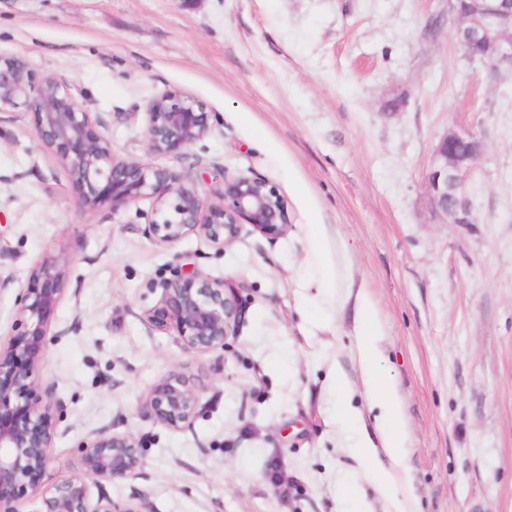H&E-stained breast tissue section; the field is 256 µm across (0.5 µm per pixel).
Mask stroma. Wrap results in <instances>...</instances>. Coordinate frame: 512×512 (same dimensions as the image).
I'll return each instance as SVG.
<instances>
[{
	"label": "stroma",
	"mask_w": 512,
	"mask_h": 512,
	"mask_svg": "<svg viewBox=\"0 0 512 512\" xmlns=\"http://www.w3.org/2000/svg\"><path fill=\"white\" fill-rule=\"evenodd\" d=\"M453 30L448 0H0V54L65 80L118 158L264 178L290 219L273 242H157L152 200L81 208L33 114L0 112V342L35 262H65L38 340L56 428L41 486L77 471L80 442L128 432L142 467L91 496L154 512H349L359 432L332 420V363L372 416L353 364L356 301L308 333L300 227L324 224L373 305L406 416L399 497L412 512H512V70L467 60ZM167 90L210 113L211 133L179 157L145 145L146 106ZM463 127L485 152L472 223L448 224L425 180L439 139ZM192 270L225 279L246 307L238 336L203 355L148 320L157 283ZM173 373L204 405L181 430L145 408Z\"/></svg>",
	"instance_id": "35a3bbf8"
}]
</instances>
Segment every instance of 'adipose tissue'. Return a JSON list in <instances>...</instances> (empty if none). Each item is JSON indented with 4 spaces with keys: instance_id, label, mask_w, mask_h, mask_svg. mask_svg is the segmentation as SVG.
<instances>
[{
    "instance_id": "obj_1",
    "label": "adipose tissue",
    "mask_w": 512,
    "mask_h": 512,
    "mask_svg": "<svg viewBox=\"0 0 512 512\" xmlns=\"http://www.w3.org/2000/svg\"><path fill=\"white\" fill-rule=\"evenodd\" d=\"M308 243L309 271L303 272L305 287L311 288V305L337 307L352 293L351 280L340 278L325 225L303 227ZM357 362L362 375L363 394L370 408L376 409L377 437L362 436L351 454L361 466L366 481L391 500L395 512H407L398 500L397 488L402 480L398 464L407 443L405 421L394 390L389 386L379 350V335L372 305L361 302L358 317Z\"/></svg>"
}]
</instances>
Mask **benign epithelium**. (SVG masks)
<instances>
[{
    "mask_svg": "<svg viewBox=\"0 0 512 512\" xmlns=\"http://www.w3.org/2000/svg\"><path fill=\"white\" fill-rule=\"evenodd\" d=\"M455 16L454 38L464 56L490 71L512 66V0H448ZM24 108L34 114L39 145L66 165L79 205L116 213L144 199L155 200L149 235L175 243L196 234L215 247L235 242L248 225L273 242L286 235L288 207L278 190L260 177L224 174L202 192L167 168L119 159L111 141L93 130L91 112L78 104L69 85L54 76L35 80L28 60L0 55V111ZM150 152L181 156L211 132L207 107L178 91H165L146 107ZM483 137L474 130H450L436 144L426 175L435 215L449 224H471L468 185L483 156ZM61 258L46 254L30 269L28 287L17 299L19 330L0 349V512H15L16 496L46 469L55 427L36 394L39 351L30 338L44 336L48 316L65 293ZM154 325L177 329L181 349L206 354L224 348L245 322V308L222 279L191 273L163 283ZM146 406L159 423L182 429L192 422L200 394L189 379L171 374L149 392ZM82 472L40 492L37 512H152L149 502L125 505L106 495L92 499L89 482L124 479L142 467L139 444L128 433L101 432L81 445Z\"/></svg>",
    "mask_w": 512,
    "mask_h": 512,
    "instance_id": "1",
    "label": "benign epithelium"
}]
</instances>
